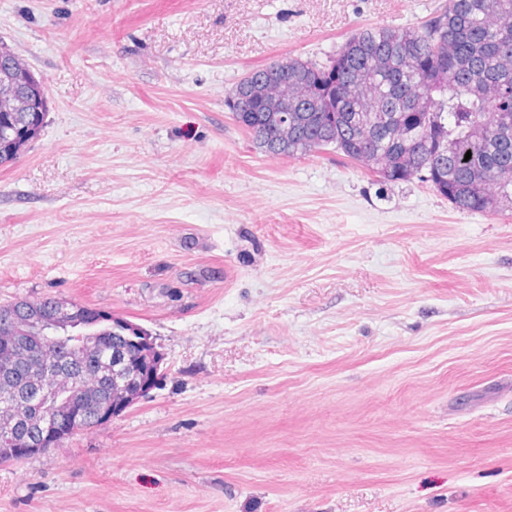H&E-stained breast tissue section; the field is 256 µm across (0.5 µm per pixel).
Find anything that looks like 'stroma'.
<instances>
[{"mask_svg":"<svg viewBox=\"0 0 512 512\" xmlns=\"http://www.w3.org/2000/svg\"><path fill=\"white\" fill-rule=\"evenodd\" d=\"M443 3L0 0L49 91L0 166V301L99 308L163 355L112 421L0 465V512H512V214L267 156L226 105Z\"/></svg>","mask_w":512,"mask_h":512,"instance_id":"1","label":"stroma"}]
</instances>
